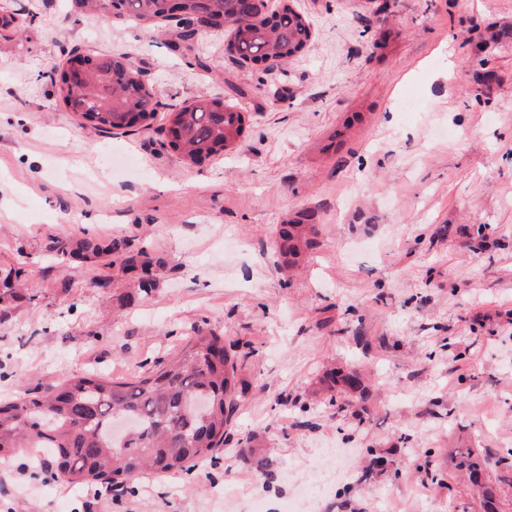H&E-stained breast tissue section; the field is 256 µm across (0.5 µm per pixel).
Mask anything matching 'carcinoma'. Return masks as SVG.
<instances>
[{"mask_svg":"<svg viewBox=\"0 0 512 512\" xmlns=\"http://www.w3.org/2000/svg\"><path fill=\"white\" fill-rule=\"evenodd\" d=\"M75 5L96 11L107 7L147 28L171 18L167 0H75ZM177 10L187 18L206 11L226 19L232 29L227 50L241 63H286L301 55L312 37L310 21L294 0H280L277 10L260 18L251 0H179ZM194 39L193 31L174 28L168 46L186 50ZM50 73L65 103L97 131L148 128L156 118V94L126 54H75L67 66H53ZM166 124L168 147L191 165L242 145L249 116L217 94L168 112ZM314 218V212L305 211L279 229L276 245L284 267L315 246ZM81 248L114 255L129 270L150 273L152 258L143 250L131 251L123 239L105 245L88 241ZM237 349L226 336L198 329L150 371L126 378L79 371L42 391L0 400V460L25 448H48L55 480L108 490H123L146 474L187 473L224 446L245 393ZM342 386L331 401L344 411L353 406L354 394L366 389L355 370L343 376ZM457 459L469 473L480 512H512V494L504 491L506 486L512 490L511 450L493 462L495 486L483 478L487 459L473 456L469 448L458 449Z\"/></svg>","mask_w":512,"mask_h":512,"instance_id":"carcinoma-1","label":"carcinoma"}]
</instances>
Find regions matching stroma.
Here are the masks:
<instances>
[{
    "label": "stroma",
    "mask_w": 512,
    "mask_h": 512,
    "mask_svg": "<svg viewBox=\"0 0 512 512\" xmlns=\"http://www.w3.org/2000/svg\"><path fill=\"white\" fill-rule=\"evenodd\" d=\"M297 3L308 47L264 68L237 62L225 29L175 52L69 0H0L15 17L0 29V290L29 283L0 315V399L150 370L194 328L241 342L249 385L218 459L117 495L20 453L0 466V512H253L298 488L311 512H461L468 485L426 471L451 470L453 448H512V38L483 66L475 49L512 31V0ZM93 52L141 69L151 128L102 133L68 109L50 67ZM229 82L250 92L244 146L186 165L165 114ZM306 208L318 245L287 275L274 231ZM58 238L127 240L156 259L151 288ZM352 366L368 377L359 419L322 382Z\"/></svg>",
    "instance_id": "stroma-1"
}]
</instances>
